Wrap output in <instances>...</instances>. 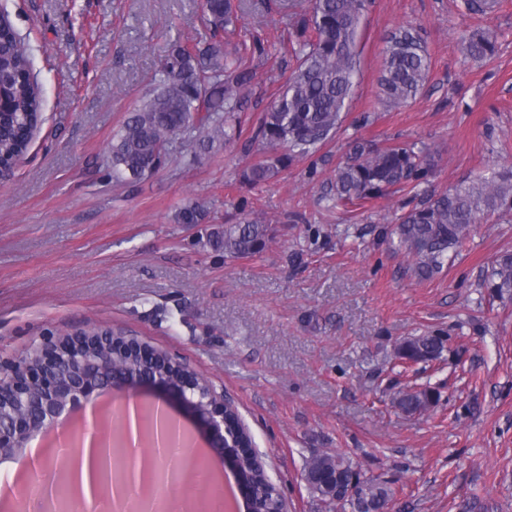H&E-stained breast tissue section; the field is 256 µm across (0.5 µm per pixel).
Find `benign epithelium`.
<instances>
[{
	"label": "benign epithelium",
	"instance_id": "benign-epithelium-1",
	"mask_svg": "<svg viewBox=\"0 0 512 512\" xmlns=\"http://www.w3.org/2000/svg\"><path fill=\"white\" fill-rule=\"evenodd\" d=\"M138 357L141 370L122 360ZM200 376L189 364L110 327L80 329L49 340L18 361L0 366V456L21 454L29 438L52 427L66 406L90 409L112 392L155 386L186 406L208 432V447L219 462L237 461L241 448L229 446L224 394L196 395Z\"/></svg>",
	"mask_w": 512,
	"mask_h": 512
}]
</instances>
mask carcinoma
I'll use <instances>...</instances> for the list:
<instances>
[{"mask_svg": "<svg viewBox=\"0 0 512 512\" xmlns=\"http://www.w3.org/2000/svg\"><path fill=\"white\" fill-rule=\"evenodd\" d=\"M308 11L297 9L295 0H283L281 9L288 20L290 76L281 94L260 118L252 141L262 146L263 159L245 168L242 179L251 186L275 180L292 162L314 151L332 137L352 95L359 69L357 44L361 21L370 0H310ZM495 6V0H462L464 13L480 17ZM244 0H204V41L172 45L155 79L154 87L129 113L112 138L108 160L112 180L132 185L162 168L171 156L175 141L182 140L208 149L230 144L242 134L238 112L244 90L254 79L250 62L266 55L263 43L241 42L229 51L222 34L236 27L245 12ZM497 51L490 34L475 29L464 40L466 58L492 59ZM430 69V55L420 31L399 27L392 33L378 77L379 100L399 109L423 90ZM0 94L8 108L0 112V176L28 151L34 131L42 121L43 97L33 73L30 50L9 18L0 10ZM434 168L432 155L423 146L404 143L379 148L357 138L349 145L346 159L336 167L330 196L336 204L368 202L386 197L393 189L426 183ZM512 209V168L493 171L448 189L438 195H423L386 229L390 243L405 250L414 260L413 272L427 280L442 271L448 253L457 252L471 226L505 208ZM206 211L200 203L184 205L180 224H202ZM271 240L270 229L259 217L248 214L208 240L214 249L230 258L263 253ZM489 287L512 288V256L505 255L487 276ZM445 348L440 336L423 335L404 339L394 348L398 363L437 359ZM436 402L428 388L406 389L395 394L393 403L410 414L421 413ZM227 419L239 429L245 447L252 440L234 404L225 410ZM144 436L158 440L167 431L158 410L144 409ZM240 478L262 496L268 512H277L282 495L255 455L239 458ZM361 470L344 455L324 453L305 460L302 478L309 490L329 504L349 506L352 512H384L393 496L385 483L366 480L365 488L349 494ZM72 491L70 475L53 479L52 485L37 489L50 512H61Z\"/></svg>", "mask_w": 512, "mask_h": 512, "instance_id": "cac0c4a2", "label": "carcinoma"}]
</instances>
